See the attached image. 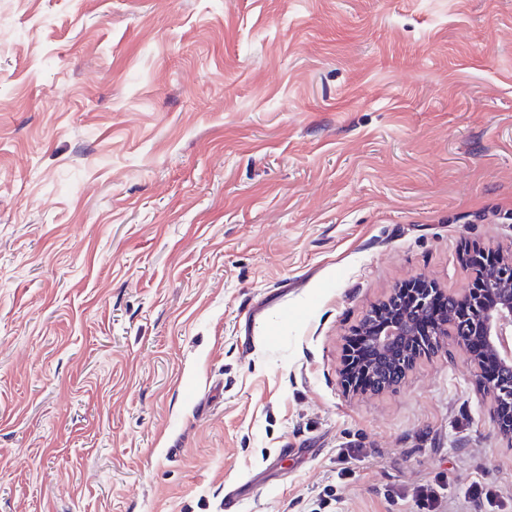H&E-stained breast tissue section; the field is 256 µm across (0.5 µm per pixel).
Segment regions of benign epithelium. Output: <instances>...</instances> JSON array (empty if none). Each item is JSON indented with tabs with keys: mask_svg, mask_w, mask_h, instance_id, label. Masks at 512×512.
I'll use <instances>...</instances> for the list:
<instances>
[{
	"mask_svg": "<svg viewBox=\"0 0 512 512\" xmlns=\"http://www.w3.org/2000/svg\"><path fill=\"white\" fill-rule=\"evenodd\" d=\"M491 259L493 267L478 288L467 289L464 297L448 295V309L452 310L453 323L440 316L433 324V330L424 339L414 335L416 320L427 314L432 303L433 289L418 288L409 294L396 298L394 308L397 315L384 318L372 310L362 321L368 341L382 362H399L408 367L422 350L434 346L439 337L453 329L457 345L468 350L469 338L482 337L489 352L496 355L503 366L499 376L487 378L483 373V360L474 358L475 377L478 384L492 392L495 399V417L499 431L512 437V261L504 262L496 257ZM497 297V305L487 307L484 297Z\"/></svg>",
	"mask_w": 512,
	"mask_h": 512,
	"instance_id": "obj_1",
	"label": "benign epithelium"
}]
</instances>
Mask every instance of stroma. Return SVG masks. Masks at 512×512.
Segmentation results:
<instances>
[{"label":"stroma","mask_w":512,"mask_h":512,"mask_svg":"<svg viewBox=\"0 0 512 512\" xmlns=\"http://www.w3.org/2000/svg\"><path fill=\"white\" fill-rule=\"evenodd\" d=\"M477 247L512 258V0H0V512L512 501L454 337L342 382ZM405 288H417L416 291H409L408 295L397 297L393 301L397 315L385 316L380 320L381 313L372 310L367 313L362 321L359 330L365 329V335L372 345L379 361L397 362L401 368H408L416 355L421 350L434 346L440 336L448 335V322L444 316H436L437 321L433 324V330L424 340L414 335L413 326L416 320L428 313L432 303L433 291L438 288L428 286L424 282H415L405 285ZM408 344L409 351L401 354L394 353V346ZM404 368V371L406 370Z\"/></svg>","instance_id":"35a3bbf8"}]
</instances>
